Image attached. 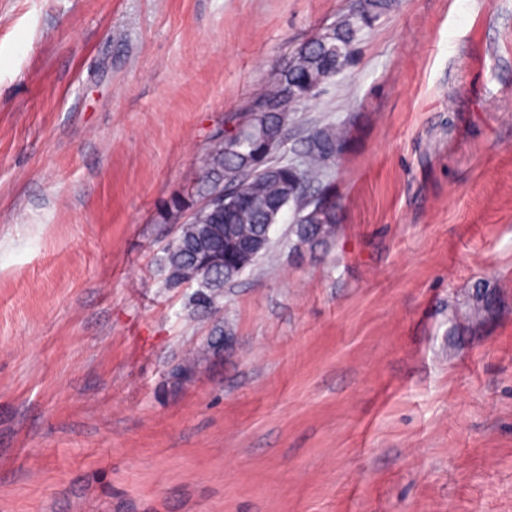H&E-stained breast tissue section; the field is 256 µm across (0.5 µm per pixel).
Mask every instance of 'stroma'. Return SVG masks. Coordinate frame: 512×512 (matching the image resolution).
<instances>
[{"label": "stroma", "instance_id": "stroma-1", "mask_svg": "<svg viewBox=\"0 0 512 512\" xmlns=\"http://www.w3.org/2000/svg\"><path fill=\"white\" fill-rule=\"evenodd\" d=\"M358 0H0V512H512V0H396L288 122L350 137L324 258L224 289L162 214ZM501 301L449 341L476 282ZM210 353L214 354L209 345L205 342V344L199 349L185 353L177 363L176 368L187 374L188 377H191L201 368L203 364L208 362L206 356Z\"/></svg>", "mask_w": 512, "mask_h": 512}]
</instances>
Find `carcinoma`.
I'll return each mask as SVG.
<instances>
[{"label":"carcinoma","mask_w":512,"mask_h":512,"mask_svg":"<svg viewBox=\"0 0 512 512\" xmlns=\"http://www.w3.org/2000/svg\"><path fill=\"white\" fill-rule=\"evenodd\" d=\"M394 0H360V12L347 13L327 31L302 45L279 70L272 85L260 98L264 109L257 118L239 125L217 141L203 161V173L193 197L175 199L166 207L164 220L180 224L160 258L164 283L178 288L188 278L197 284L188 307L191 313L211 323L210 335H224V285L239 261L244 245L268 235L277 224L280 205L311 195V190L336 162L348 137L344 123H329L314 129L301 143L299 160L271 164L262 161V149L269 136L281 134L291 113L308 101L356 55L363 31L389 11ZM262 165L268 173L235 191L232 202L220 207L203 202L236 183L237 171ZM340 223L334 205L311 211L301 224L288 227L293 252L315 259L336 239ZM486 303L468 302L448 313V335L478 329L487 323L499 304L496 289H489ZM212 353L209 345L189 351L177 369L193 376Z\"/></svg>","instance_id":"cac0c4a2"}]
</instances>
